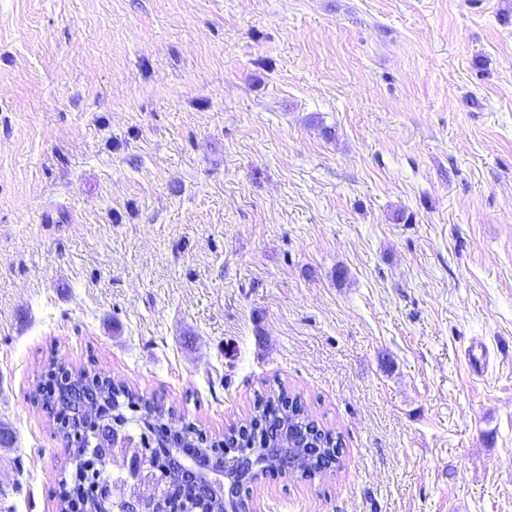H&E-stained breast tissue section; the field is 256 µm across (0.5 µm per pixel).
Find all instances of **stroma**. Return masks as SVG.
Instances as JSON below:
<instances>
[{"label": "stroma", "instance_id": "1", "mask_svg": "<svg viewBox=\"0 0 512 512\" xmlns=\"http://www.w3.org/2000/svg\"><path fill=\"white\" fill-rule=\"evenodd\" d=\"M0 512L96 371L342 438L263 512H512V0H0Z\"/></svg>", "mask_w": 512, "mask_h": 512}]
</instances>
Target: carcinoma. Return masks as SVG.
Returning a JSON list of instances; mask_svg holds the SVG:
<instances>
[{
	"mask_svg": "<svg viewBox=\"0 0 512 512\" xmlns=\"http://www.w3.org/2000/svg\"><path fill=\"white\" fill-rule=\"evenodd\" d=\"M71 380L61 386L59 394L47 396L44 402L63 416L78 409L96 410L98 418L118 429L134 425L147 435L148 445L157 457V473H147L134 493L150 498L158 487H165V495L175 512L196 509L198 512H224L223 503L204 496L192 483L181 479L172 466L171 451L174 448L195 446L198 430L189 425H177L175 411L163 404L139 397L123 384L100 374L84 370L70 373ZM253 418L263 426V438L277 444L287 437L295 442L294 448L279 454L276 468L285 477L307 480L313 473L327 466H337L343 453L340 436L322 427L311 418L301 396L284 389L272 396L260 397L254 406ZM263 443L256 442L251 433L230 427L224 437L213 441V446L198 449L197 462L208 467L217 456L245 458V465L235 476L236 484H246L264 473L267 468L264 455L254 451ZM119 449L112 447L109 438H103L97 448V457L104 469L123 477L119 464Z\"/></svg>",
	"mask_w": 512,
	"mask_h": 512,
	"instance_id": "1",
	"label": "carcinoma"
}]
</instances>
